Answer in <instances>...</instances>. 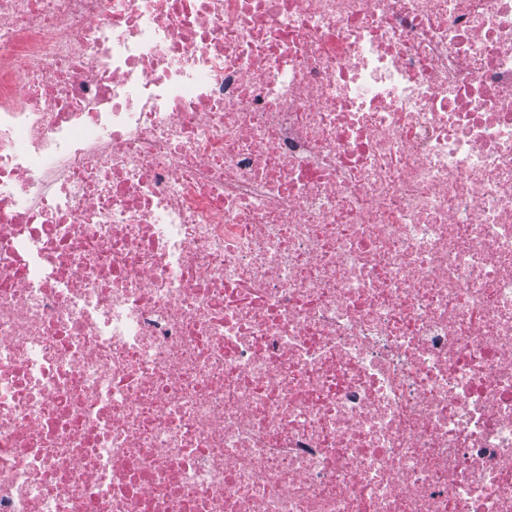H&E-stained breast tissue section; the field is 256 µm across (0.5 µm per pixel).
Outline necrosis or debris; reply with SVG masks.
I'll list each match as a JSON object with an SVG mask.
<instances>
[{"label":"necrosis or debris","instance_id":"4bbe7bcc","mask_svg":"<svg viewBox=\"0 0 512 512\" xmlns=\"http://www.w3.org/2000/svg\"><path fill=\"white\" fill-rule=\"evenodd\" d=\"M0 512H512V0H0Z\"/></svg>","mask_w":512,"mask_h":512}]
</instances>
